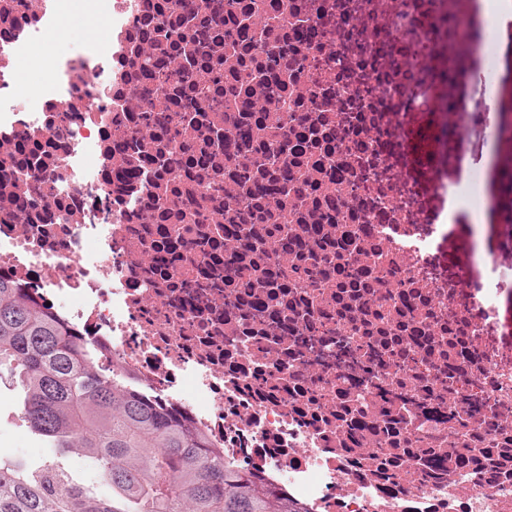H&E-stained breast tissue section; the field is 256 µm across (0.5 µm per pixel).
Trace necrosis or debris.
Masks as SVG:
<instances>
[{"label":"necrosis or debris","mask_w":512,"mask_h":512,"mask_svg":"<svg viewBox=\"0 0 512 512\" xmlns=\"http://www.w3.org/2000/svg\"><path fill=\"white\" fill-rule=\"evenodd\" d=\"M488 2L0 0V276L302 512H512L497 293L435 261L485 174L417 180L402 142L496 71ZM76 11L105 32L36 53ZM297 239L321 265L249 287Z\"/></svg>","instance_id":"1"}]
</instances>
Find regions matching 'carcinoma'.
<instances>
[{
  "instance_id": "cac0c4a2",
  "label": "carcinoma",
  "mask_w": 512,
  "mask_h": 512,
  "mask_svg": "<svg viewBox=\"0 0 512 512\" xmlns=\"http://www.w3.org/2000/svg\"><path fill=\"white\" fill-rule=\"evenodd\" d=\"M104 354L0 277V382L47 452L0 458V512H300L215 455L186 415L98 366ZM90 460L103 495L65 458Z\"/></svg>"
}]
</instances>
